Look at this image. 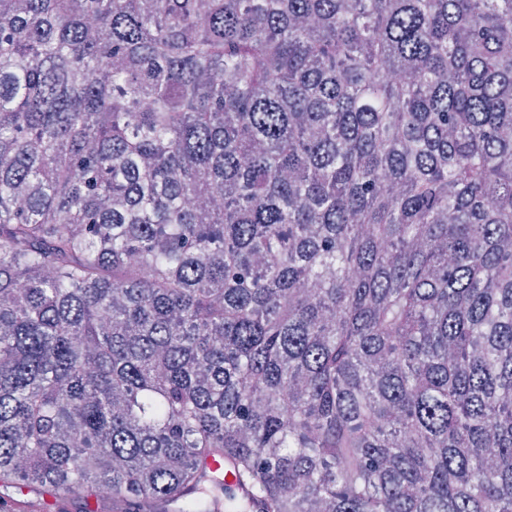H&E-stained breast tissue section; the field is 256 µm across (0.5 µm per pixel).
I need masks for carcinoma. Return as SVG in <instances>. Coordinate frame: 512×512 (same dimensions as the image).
I'll return each instance as SVG.
<instances>
[{"label": "carcinoma", "mask_w": 512, "mask_h": 512, "mask_svg": "<svg viewBox=\"0 0 512 512\" xmlns=\"http://www.w3.org/2000/svg\"><path fill=\"white\" fill-rule=\"evenodd\" d=\"M10 484L512 512V0H0Z\"/></svg>", "instance_id": "cac0c4a2"}]
</instances>
